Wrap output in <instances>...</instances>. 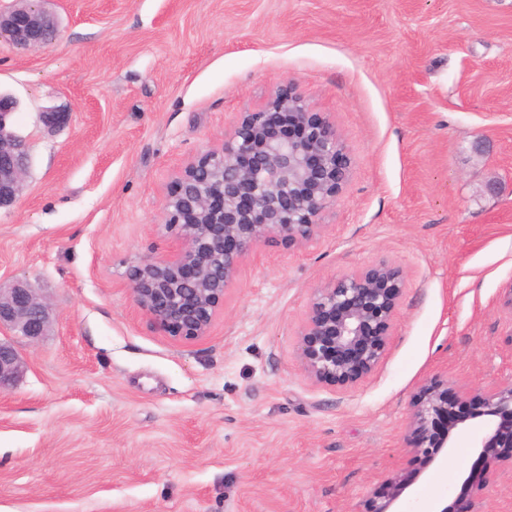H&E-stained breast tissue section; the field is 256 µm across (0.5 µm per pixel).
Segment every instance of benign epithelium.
<instances>
[{
  "mask_svg": "<svg viewBox=\"0 0 512 512\" xmlns=\"http://www.w3.org/2000/svg\"><path fill=\"white\" fill-rule=\"evenodd\" d=\"M40 2L20 0V6L0 12V36L20 49L56 40V22ZM17 109L16 98L0 92V208L19 196L29 164L27 142L10 122ZM348 168L334 127L287 84L263 110L244 114L220 148L187 164L177 177L163 204L164 223L178 229L175 248L129 269L135 306L175 340L207 336L243 260L271 238L302 242L317 235V217L336 198ZM402 288V269L382 260L315 289L299 331L307 376L346 387L369 376L386 354ZM48 322V304L28 284L0 288V332L33 341ZM21 368L14 344L0 339L1 392ZM468 399L467 392L451 398L436 383L421 387L409 416L415 436L410 448L434 455L454 448L467 421L481 418L483 433L473 438V447L512 466V377L478 397L473 413L452 415V403ZM407 486V475L396 473L365 512H397Z\"/></svg>",
  "mask_w": 512,
  "mask_h": 512,
  "instance_id": "obj_1",
  "label": "benign epithelium"
}]
</instances>
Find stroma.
<instances>
[{"mask_svg":"<svg viewBox=\"0 0 512 512\" xmlns=\"http://www.w3.org/2000/svg\"><path fill=\"white\" fill-rule=\"evenodd\" d=\"M59 28L0 39V91L29 145L0 210V286L50 305L15 337L0 394V512H365L396 472L404 512H512V471L469 441L406 446L421 386L481 395L512 376V0H47ZM293 83L350 158L324 228L240 266L206 337L134 305L132 265L169 254L183 168ZM69 115L44 126L41 115ZM404 271L386 355L352 387L313 382L299 329L315 288ZM21 356L9 341L0 338V391L8 390L22 368Z\"/></svg>","mask_w":512,"mask_h":512,"instance_id":"obj_1","label":"stroma"}]
</instances>
